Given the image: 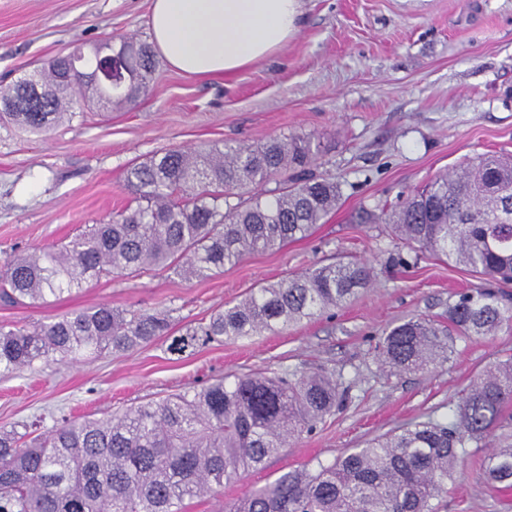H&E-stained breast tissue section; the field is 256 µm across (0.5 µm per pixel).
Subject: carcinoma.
Here are the masks:
<instances>
[{
    "label": "carcinoma",
    "instance_id": "carcinoma-1",
    "mask_svg": "<svg viewBox=\"0 0 512 512\" xmlns=\"http://www.w3.org/2000/svg\"><path fill=\"white\" fill-rule=\"evenodd\" d=\"M135 80L102 91L69 74L67 57L48 61L0 90V121L40 134L76 117L90 92L105 107L134 101L158 61L147 43L124 42ZM321 145L291 134L256 146L214 143L172 149L127 171L136 207L93 224L53 248L0 259V300L30 305L83 288L104 274L155 268L205 280L244 256L280 250L311 235L336 209V183L309 173ZM376 220L409 248L463 266L483 280L512 282V156L483 154L442 175ZM371 282L355 261L315 265L253 288L207 322L168 335L157 314L102 304L54 322L0 326V374L36 360L128 351L160 338L181 355L285 329L349 303ZM512 326V299L486 286L448 306V324L429 317L386 329L377 351L389 374L448 360L458 338ZM348 390L319 370L243 374L148 402L107 418L54 421L45 432L0 430V512H183L184 501L215 493L263 467L289 440L317 429ZM512 404V358L473 378L447 421L399 427L329 465L288 471L227 502L224 512H437L433 501L466 449L485 442ZM487 482L512 486V443L485 458Z\"/></svg>",
    "mask_w": 512,
    "mask_h": 512
}]
</instances>
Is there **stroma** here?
<instances>
[{"label":"stroma","mask_w":512,"mask_h":512,"mask_svg":"<svg viewBox=\"0 0 512 512\" xmlns=\"http://www.w3.org/2000/svg\"><path fill=\"white\" fill-rule=\"evenodd\" d=\"M151 0H0V87L73 46L150 42ZM299 31L231 77L160 64L145 93L103 112L89 97L72 122L40 136L0 125V256L67 243L133 201L126 172L163 152L212 142L256 145L317 137V175L338 183L336 210L309 238L245 256L205 280L161 271L109 275L23 307L0 304V325H37L100 304L168 315L172 333L208 320L250 289L337 256L366 263L369 287L345 306L276 333L167 352L164 341L75 361H38L0 375V429L59 418H102L150 400L250 372L321 369L348 386L344 406L223 492L184 512L226 502L410 421H443L472 377L512 355V328L459 340L449 361L391 376L377 360L382 332L446 314L477 285L465 268L401 248L369 222L427 181L485 153L512 154V0H302ZM512 424L468 449L441 512H512V489L485 482L484 457Z\"/></svg>","instance_id":"stroma-1"}]
</instances>
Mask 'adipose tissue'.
<instances>
[{
	"mask_svg": "<svg viewBox=\"0 0 512 512\" xmlns=\"http://www.w3.org/2000/svg\"><path fill=\"white\" fill-rule=\"evenodd\" d=\"M299 15L300 0H152L149 24L170 67L231 75L294 37Z\"/></svg>",
	"mask_w": 512,
	"mask_h": 512,
	"instance_id": "ef3b65f1",
	"label": "adipose tissue"
}]
</instances>
